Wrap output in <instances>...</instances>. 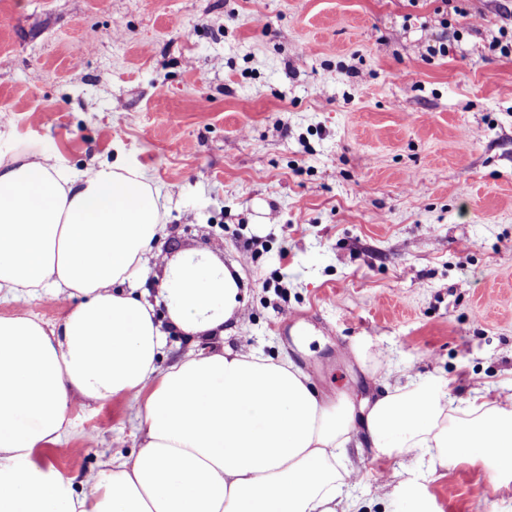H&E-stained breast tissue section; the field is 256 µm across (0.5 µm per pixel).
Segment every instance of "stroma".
Listing matches in <instances>:
<instances>
[{
  "label": "stroma",
  "mask_w": 512,
  "mask_h": 512,
  "mask_svg": "<svg viewBox=\"0 0 512 512\" xmlns=\"http://www.w3.org/2000/svg\"><path fill=\"white\" fill-rule=\"evenodd\" d=\"M512 0H0V161L143 171L172 260L217 257L240 303L226 347L288 358L327 403L407 381L512 395ZM447 54L429 56L426 46ZM180 244L165 248L168 238ZM60 297L0 300L58 323ZM291 325H284L286 317ZM41 455L91 491L142 444L115 397L76 401ZM468 462L353 453L360 512H512Z\"/></svg>",
  "instance_id": "1"
}]
</instances>
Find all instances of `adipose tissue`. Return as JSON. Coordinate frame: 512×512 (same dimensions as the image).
<instances>
[{
    "mask_svg": "<svg viewBox=\"0 0 512 512\" xmlns=\"http://www.w3.org/2000/svg\"><path fill=\"white\" fill-rule=\"evenodd\" d=\"M160 195L125 167L72 175L49 162L0 163V292L73 299L54 326L0 316V512H354L348 448L439 461L483 448L512 480V403L451 408L444 385L409 384L355 415L323 405L290 361L224 345L238 304L231 273L175 267L172 330L206 350L159 370L152 304L121 286L161 236ZM125 398L143 441L105 460L94 492L39 462L71 428L74 396Z\"/></svg>",
    "mask_w": 512,
    "mask_h": 512,
    "instance_id": "obj_1",
    "label": "adipose tissue"
}]
</instances>
